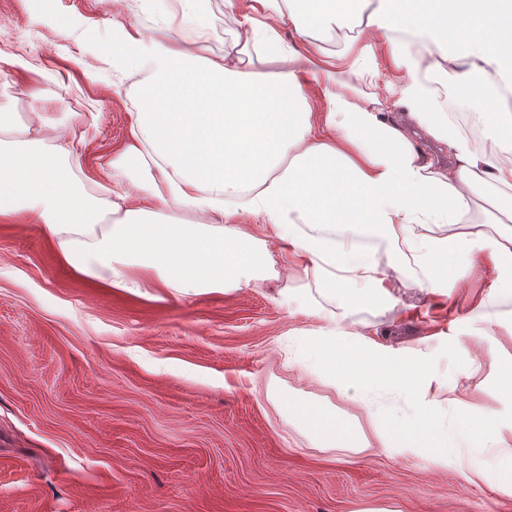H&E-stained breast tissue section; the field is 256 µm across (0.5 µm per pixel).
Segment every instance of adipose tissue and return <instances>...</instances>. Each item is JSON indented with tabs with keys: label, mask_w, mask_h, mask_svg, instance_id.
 I'll use <instances>...</instances> for the list:
<instances>
[{
	"label": "adipose tissue",
	"mask_w": 512,
	"mask_h": 512,
	"mask_svg": "<svg viewBox=\"0 0 512 512\" xmlns=\"http://www.w3.org/2000/svg\"><path fill=\"white\" fill-rule=\"evenodd\" d=\"M236 24L233 50L204 56L163 34L142 40L124 25L113 35L124 61L143 73L142 106L129 145L113 154L112 183L131 184L146 204H104L77 186L64 153L31 126L0 111V220L36 224L77 273L124 288L146 282L174 294L221 293L272 272L269 240L285 264L316 285L317 298L285 290L321 319L293 364L362 404L381 393L407 399L412 414L382 417L384 448L447 459L466 450L465 481L512 492V421L475 417L456 401L451 422L438 414L434 358L416 359L370 342L359 308L394 310L391 281L437 292L456 276L460 255L490 247L497 278L512 287V207L501 224L468 214L481 185L512 196V102L476 80L494 73L512 89V0H224ZM298 39L284 41V29ZM336 34L340 49L320 38ZM441 71L496 138L474 149L436 101L429 75ZM319 93H312L309 82ZM371 85L358 94L357 83ZM420 129L444 144L437 164L415 139ZM187 211L174 223L160 208ZM115 212L106 221L107 212ZM234 215L270 230L265 240L226 224ZM390 245L377 257L368 242ZM288 422L325 450L350 455L370 443L329 407L288 397Z\"/></svg>",
	"instance_id": "obj_1"
}]
</instances>
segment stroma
I'll return each instance as SVG.
<instances>
[{
	"label": "stroma",
	"mask_w": 512,
	"mask_h": 512,
	"mask_svg": "<svg viewBox=\"0 0 512 512\" xmlns=\"http://www.w3.org/2000/svg\"><path fill=\"white\" fill-rule=\"evenodd\" d=\"M166 10L180 13L179 0H0V106L20 124L41 112L51 146L69 127L83 185L111 187L138 110L140 76L121 64L112 24L147 40ZM199 24L204 55L230 47L224 0H208ZM276 269L263 287L221 294L118 288L75 273L38 225L0 222V512H512V495L463 480L456 455L348 459L289 424L296 394L374 433L364 406L285 365L284 349L320 322L279 296L312 282ZM460 269L441 293L397 287L432 322L363 308L358 328L414 358L441 354V413L454 397L508 421L499 346L512 342V290L498 288L490 249ZM468 354L480 367L463 379Z\"/></svg>",
	"instance_id": "35a3bbf8"
}]
</instances>
